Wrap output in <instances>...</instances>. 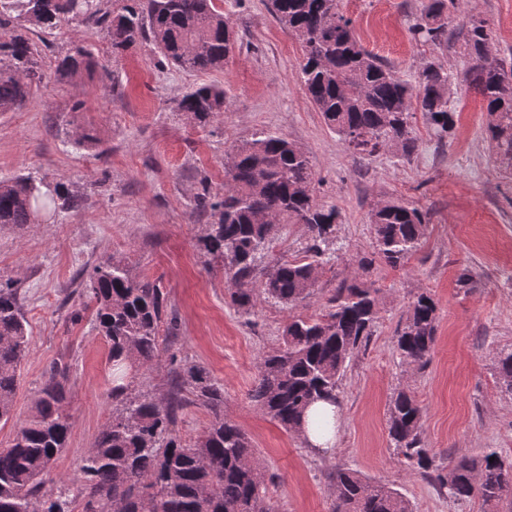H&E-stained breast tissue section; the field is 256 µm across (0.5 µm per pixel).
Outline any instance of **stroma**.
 I'll return each mask as SVG.
<instances>
[{
    "label": "stroma",
    "instance_id": "35a3bbf8",
    "mask_svg": "<svg viewBox=\"0 0 512 512\" xmlns=\"http://www.w3.org/2000/svg\"><path fill=\"white\" fill-rule=\"evenodd\" d=\"M237 33L223 70L207 74L161 65L152 45L119 56L91 25L62 22L42 50L44 71L84 45L104 59L111 78L80 75L34 89L30 103L0 112V181L21 177L62 185L71 206L38 223L0 226V275L18 282L28 323L27 355L15 395L25 419L53 366L68 368L72 428L51 471L52 487L73 484L81 459L110 419L109 345L87 306L86 280L107 255L124 257L132 277L159 281L176 318L159 365L135 377L134 392L167 397L183 364L206 368L224 390V415L247 435L279 512H331L333 478L348 467L398 490L414 512H485L480 498L452 502L433 481L403 464L387 430L392 397L409 389L422 407L424 447L445 464L488 448L512 459V394L496 370L512 346V175L495 161L487 115L474 89L452 86L455 127L440 140L422 112L411 119L418 151L403 159L383 150L366 157L324 122L299 75L301 44L269 9V0H216ZM419 0H337L355 36L408 82L441 63L452 75L468 66V14L488 19L496 58L512 60V0H460L450 12L448 47L414 40ZM197 83L223 87L227 105L206 126L177 111ZM266 132L308 152L317 203L336 206L337 252L313 294L295 306L258 299L238 312L219 261H206L198 238L210 216L192 217L203 187L224 193V160L234 144ZM91 134L84 146L78 134ZM402 198L430 219L419 249L400 267L375 261L369 214ZM307 230L283 224L261 266L301 259ZM473 275L462 288L463 270ZM359 277L379 290L373 333L351 357L337 392L336 446L320 453L262 413L249 392L261 357L278 347L288 320L319 314L339 281ZM438 304L436 343L423 368L402 367L396 332L412 298Z\"/></svg>",
    "mask_w": 512,
    "mask_h": 512
}]
</instances>
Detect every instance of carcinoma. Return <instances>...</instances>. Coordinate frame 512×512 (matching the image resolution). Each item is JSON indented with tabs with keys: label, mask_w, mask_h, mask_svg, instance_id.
Returning <instances> with one entry per match:
<instances>
[{
	"label": "carcinoma",
	"mask_w": 512,
	"mask_h": 512,
	"mask_svg": "<svg viewBox=\"0 0 512 512\" xmlns=\"http://www.w3.org/2000/svg\"><path fill=\"white\" fill-rule=\"evenodd\" d=\"M458 0H420L411 26L413 38L438 49L448 44V12ZM278 21L302 45L303 87L325 124L360 154L396 148L410 159L418 150L412 110L422 112L448 137L455 113L448 109L452 82L477 90L487 112L486 133L496 161L512 170V65L484 59L493 55L488 21L471 13L464 48L469 67L458 77L434 61L423 66L417 84L401 79L357 41L350 19L336 0H271ZM18 12L20 23L0 42V112L26 105L31 89L45 78L41 53L29 37L50 34L65 20H80L106 31L117 54L151 41L163 60L200 73L218 71L234 44L229 18L214 0H128L102 12L99 0H0V28ZM108 74L96 54L81 47L58 62L54 78L65 81L94 72ZM224 89L200 84L188 89L177 109L200 125L224 111ZM233 165L224 170V197L208 187L195 198V210L208 212L201 250L224 263L231 303L248 314L258 296L297 305L309 297L323 264L336 252L334 206L314 198L315 174L309 155L285 137L260 133L232 147ZM59 208L57 199L29 178L0 181V224H33ZM376 254L397 267L426 238L429 220L398 198L372 209ZM280 224H303L308 232L304 258L274 264L256 279L258 260ZM98 329L109 344L116 408L93 448L81 460L78 481L55 493L44 492L56 458L67 447L71 414L65 387L67 368L57 365L43 383L31 410L16 427L10 446L0 448V512H276L263 467L240 427L224 417V391L206 368H182L183 388L212 415L198 440L184 443L173 434L177 411L186 398L177 392L162 400L135 394L127 371L148 370L161 361L168 315L155 281L136 279L120 258L97 264L86 284ZM378 289L357 278L342 280L326 309L298 315L284 327L282 343L260 361L252 401L285 429H301L316 402L337 403L336 391L352 354L372 335L378 319ZM438 326L434 298L422 292L409 303L396 347L410 368L430 357ZM27 322L17 301V283L0 279V423L14 419V397L26 356ZM499 378L512 379V347L498 353ZM422 409L408 391H399L388 410L390 442L408 465L434 480L448 497H479L489 512L512 506V460L494 448L477 456L461 454L442 467L422 447ZM332 512H413L401 493L339 468Z\"/></svg>",
	"instance_id": "1"
}]
</instances>
